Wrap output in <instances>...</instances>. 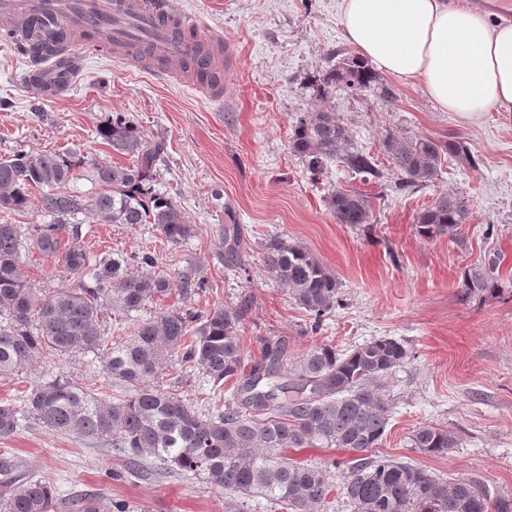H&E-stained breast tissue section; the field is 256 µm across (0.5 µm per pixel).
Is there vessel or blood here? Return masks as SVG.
<instances>
[{
    "label": "vessel or blood",
    "instance_id": "obj_1",
    "mask_svg": "<svg viewBox=\"0 0 512 512\" xmlns=\"http://www.w3.org/2000/svg\"><path fill=\"white\" fill-rule=\"evenodd\" d=\"M0 29L10 32L9 46L23 55L33 41L58 48L56 60L32 61L27 87L38 98L66 95L78 74L77 49L100 42L129 61L146 53L162 70L174 62L185 65L187 79L204 93L224 86L223 71L199 50L216 43V36L174 13L169 0H0Z\"/></svg>",
    "mask_w": 512,
    "mask_h": 512
}]
</instances>
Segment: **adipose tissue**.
I'll use <instances>...</instances> for the list:
<instances>
[{
  "label": "adipose tissue",
  "instance_id": "obj_1",
  "mask_svg": "<svg viewBox=\"0 0 512 512\" xmlns=\"http://www.w3.org/2000/svg\"><path fill=\"white\" fill-rule=\"evenodd\" d=\"M347 42L377 71L420 81L463 121L512 112V25H492L464 0H341Z\"/></svg>",
  "mask_w": 512,
  "mask_h": 512
}]
</instances>
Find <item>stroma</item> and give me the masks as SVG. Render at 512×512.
<instances>
[{
  "label": "stroma",
  "mask_w": 512,
  "mask_h": 512,
  "mask_svg": "<svg viewBox=\"0 0 512 512\" xmlns=\"http://www.w3.org/2000/svg\"><path fill=\"white\" fill-rule=\"evenodd\" d=\"M340 0H172L174 9L197 19L233 48L237 61L224 70L222 103H215L171 75L132 68L91 47L79 52L84 67L60 99L32 98L24 83L25 56L0 43V161L17 152L80 149L89 159L128 165L97 127L113 114L129 116L152 141L165 144L154 187L167 194L193 224V237L174 245L150 224H66L59 251L42 252L37 211L18 217L25 247L21 272L39 293L77 287L62 254L76 247L91 259L125 257L132 274L160 272L168 294L135 313L141 321L181 308L206 313L215 305L250 297L240 331L246 361L259 358L265 338L277 336L296 358L320 343L350 350L381 336L401 340L408 360L389 377L396 397L377 453L417 465L450 481L476 477L512 501V112L490 111L466 122L440 111L423 86L386 75L391 91L337 92L321 101L309 79L354 55L339 21ZM329 108L351 130L358 148L374 156L382 178L369 182L329 164L311 176L289 145L292 126L307 112ZM445 139L457 136L480 157L472 169L446 160L432 182L399 189L382 152L387 134ZM375 194L371 232L337 223L329 197L337 187ZM460 193L471 215L456 240H426L416 216L442 193ZM242 229L245 272L224 266L218 230ZM493 234H486L487 225ZM308 247L339 282L338 306L319 331L305 311L263 267V246L272 238ZM153 266L137 264L141 255ZM501 258L502 292L463 303L457 298L465 268L485 256ZM201 288L181 287L183 272ZM60 380L79 385L103 402L119 390L100 354L51 353L32 369L0 379V400ZM191 403L202 404L209 385L202 373L169 364L158 379ZM448 427L458 448L442 457L411 448L419 425ZM16 473L36 475L57 487L56 512H73L81 495L104 506L120 502L130 512H227L221 489L204 476L143 460L136 474L105 440L63 436L32 424L0 437V462Z\"/></svg>",
  "instance_id": "1"
}]
</instances>
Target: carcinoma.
Listing matches in <instances>:
<instances>
[{
	"mask_svg": "<svg viewBox=\"0 0 512 512\" xmlns=\"http://www.w3.org/2000/svg\"><path fill=\"white\" fill-rule=\"evenodd\" d=\"M311 83L319 98L336 91L361 92L390 88L358 56L346 57L317 73ZM98 136L131 157L117 167L92 164L96 191L87 197L69 189L86 164L69 149L19 152L0 162V378L28 369L45 351L101 352L104 370L125 391L106 405L81 386L53 382L32 389L15 404L0 402V437H8L33 420L59 434L81 439H106L133 473L143 459L153 457L168 467L201 473L207 481L240 501L259 496L277 512H328L336 487L332 469L294 464L281 455L285 448L316 444L345 448L354 458L347 466L342 493L354 512H490L502 510L498 493L478 478L440 480L408 462L371 453L386 433L395 404L387 379L408 357L400 340L375 338L342 351L329 344L314 346L288 360L284 341L273 336L263 344L260 359L245 365L239 331L250 300L219 304L206 315L172 309L136 326L125 335L109 337L107 311L128 316L143 309L170 288L167 277L133 275L118 259L90 264L80 249L63 257L67 271L83 277L76 288L37 295L21 276V226L7 217L32 209L50 218L39 228V248L58 249L56 232L62 224H78L91 215L108 224H153L171 243L193 235L194 226L166 194L151 188L164 143L149 140L123 115L98 128ZM383 148L401 175V188L431 181L445 157L477 167L479 157L457 137L434 141L389 135ZM291 149L310 173H323L338 161L356 175L378 178L370 153L355 147L352 133L327 109L309 112L292 125ZM329 205L339 224H368L372 201L359 190H336ZM470 210L462 194L444 193L417 216L416 232L425 239L456 237ZM224 266L245 265L239 225L219 230ZM264 266L305 309L319 328L339 303L338 282L308 248L274 238L264 246ZM500 259L488 258L464 271L460 296H495L501 292ZM197 369L210 385L209 407L203 411L181 396L151 383L173 362ZM235 390L223 396L224 384ZM410 446L431 456L458 447L448 428L423 424L409 437ZM57 492L31 475L9 481L0 512H55Z\"/></svg>",
	"mask_w": 512,
	"mask_h": 512,
	"instance_id": "obj_1",
	"label": "carcinoma"
}]
</instances>
